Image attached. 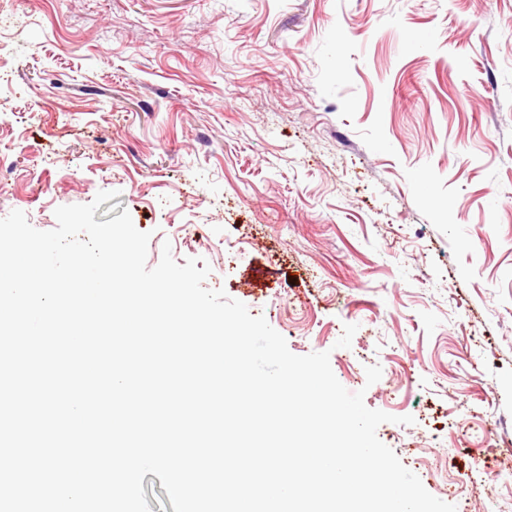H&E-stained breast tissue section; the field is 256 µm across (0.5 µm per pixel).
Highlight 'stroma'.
I'll list each match as a JSON object with an SVG mask.
<instances>
[{
  "label": "stroma",
  "instance_id": "35a3bbf8",
  "mask_svg": "<svg viewBox=\"0 0 512 512\" xmlns=\"http://www.w3.org/2000/svg\"><path fill=\"white\" fill-rule=\"evenodd\" d=\"M0 156V218L113 192L148 267L413 416L377 436L432 495L512 512V0H11Z\"/></svg>",
  "mask_w": 512,
  "mask_h": 512
}]
</instances>
